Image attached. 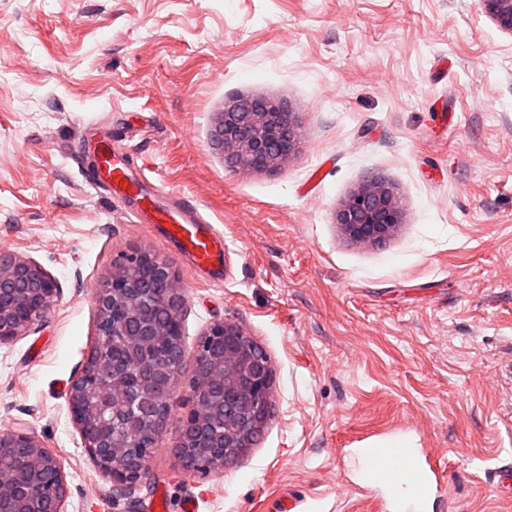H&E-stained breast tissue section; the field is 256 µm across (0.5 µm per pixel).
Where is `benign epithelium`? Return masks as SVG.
<instances>
[{
	"instance_id": "1",
	"label": "benign epithelium",
	"mask_w": 512,
	"mask_h": 512,
	"mask_svg": "<svg viewBox=\"0 0 512 512\" xmlns=\"http://www.w3.org/2000/svg\"><path fill=\"white\" fill-rule=\"evenodd\" d=\"M482 11L512 34V0H479ZM298 125L288 107L267 99H241L218 113L212 145L230 168H274L296 149ZM402 212L391 185L371 179L353 191L335 214L343 234L355 244L380 243L401 224ZM60 295L58 280L39 263L0 251V344L24 335L45 317ZM161 303L174 320L186 305L175 272L160 255L140 251L114 262L110 278L96 291L95 343L73 381L69 404L82 447L118 492L128 490L145 471L141 437L159 435L179 387L183 352L171 340L176 332L145 314L146 301ZM124 339L127 365L140 366L138 389L116 392L102 384L115 371L113 341ZM196 365L206 379L192 377L191 407L185 413L174 453L181 466L200 469L194 448H217L207 469L234 464L254 447L274 415V373L265 349L235 322L219 320L201 335ZM92 393L99 402L86 406ZM116 403L127 406L124 430L104 437L102 415ZM14 448L27 449L25 476L0 468V512H66V475L55 454L23 423L0 431V459Z\"/></svg>"
}]
</instances>
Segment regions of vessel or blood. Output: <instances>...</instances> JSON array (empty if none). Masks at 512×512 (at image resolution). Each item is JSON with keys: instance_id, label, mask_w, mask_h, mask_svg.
<instances>
[{"instance_id": "obj_1", "label": "vessel or blood", "mask_w": 512, "mask_h": 512, "mask_svg": "<svg viewBox=\"0 0 512 512\" xmlns=\"http://www.w3.org/2000/svg\"><path fill=\"white\" fill-rule=\"evenodd\" d=\"M133 165L128 155L101 145L93 182L132 204L135 221L159 229L162 242L176 246L199 272L222 278L226 265L222 234L185 198H165L150 191L147 178ZM348 456L364 489L379 501L380 512H427L431 502L447 491L446 465L427 449L386 440L352 449Z\"/></svg>"}]
</instances>
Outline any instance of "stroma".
I'll list each match as a JSON object with an SVG mask.
<instances>
[{
	"instance_id": "1",
	"label": "stroma",
	"mask_w": 512,
	"mask_h": 512,
	"mask_svg": "<svg viewBox=\"0 0 512 512\" xmlns=\"http://www.w3.org/2000/svg\"><path fill=\"white\" fill-rule=\"evenodd\" d=\"M242 98L288 104L298 147L229 169L211 143ZM223 233L200 276L90 183L99 140ZM380 177L402 222L357 245L340 204ZM0 249L61 294L0 345V430L60 460L67 512H377L343 448L405 437L444 460L454 512H512L479 477L512 461V35L478 0H0ZM154 251L187 298L176 403L146 470L116 492L81 446L68 391L93 346L94 294L119 256ZM218 320L268 353L274 418L208 473L173 445L196 344Z\"/></svg>"
}]
</instances>
